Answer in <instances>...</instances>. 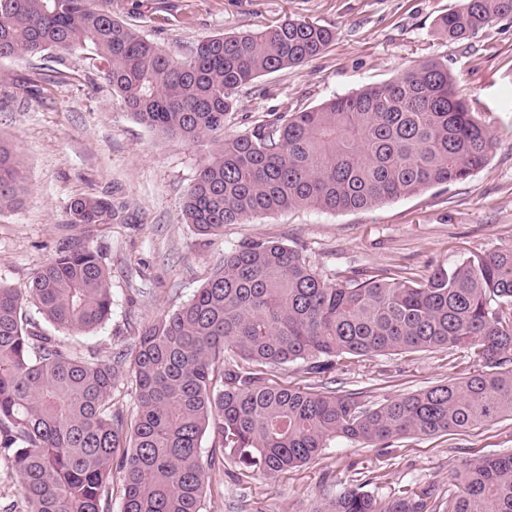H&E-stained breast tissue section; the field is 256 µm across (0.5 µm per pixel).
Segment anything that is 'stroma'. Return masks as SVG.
I'll return each mask as SVG.
<instances>
[{"label": "stroma", "instance_id": "obj_1", "mask_svg": "<svg viewBox=\"0 0 512 512\" xmlns=\"http://www.w3.org/2000/svg\"><path fill=\"white\" fill-rule=\"evenodd\" d=\"M99 8L174 54L185 56L218 33H245L292 18L334 30L336 38L302 65L240 88L225 123L231 136L260 121L395 79L428 58L454 74L460 94L477 100L494 138L486 166L466 180L431 187L374 209L299 208L228 224L198 238L182 216L205 149L136 121L80 51L0 58V142L23 160L24 190L0 208V284L25 287L68 240L100 251L111 272L112 314L100 328L64 336L65 344L105 357L130 345L158 317L187 302L218 269L225 251L263 238L298 250L322 276L404 265L414 276L512 244V14L453 42L437 17L461 0H96ZM104 197L110 223L70 226L73 199ZM303 361L276 370L278 381L336 392L355 390L370 405L457 375L445 350L369 355L343 369L306 377ZM211 462L203 512H320L344 488L378 498L401 489L434 497L470 462L512 453V419L439 435H409L390 447L328 441L313 463L273 476Z\"/></svg>", "mask_w": 512, "mask_h": 512}]
</instances>
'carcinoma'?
Wrapping results in <instances>:
<instances>
[{
	"instance_id": "cac0c4a2",
	"label": "carcinoma",
	"mask_w": 512,
	"mask_h": 512,
	"mask_svg": "<svg viewBox=\"0 0 512 512\" xmlns=\"http://www.w3.org/2000/svg\"><path fill=\"white\" fill-rule=\"evenodd\" d=\"M507 14L512 0H462L436 26L461 41ZM334 39L325 26L288 20L209 37L178 58L95 0H0V58L80 50L106 63V80L141 124L207 148L183 205L185 223L207 239L291 209L375 207L485 166L490 130L434 59L225 135L239 88L305 63ZM21 166L0 142V206L18 200ZM69 216L107 224L112 204L77 198ZM28 302L61 333L104 324L112 292L102 254L75 239L26 288L0 285V461L18 478L26 512H109L115 468L122 512H201L206 435L222 456L274 475L313 462L331 439L388 444L512 417V245L422 280L402 266L329 279L283 243L245 240L187 303L106 358L39 331ZM429 349L462 351L468 366L375 407L357 392L270 378L297 360L321 375L354 357ZM128 378L136 401L126 414L112 389ZM457 481L433 502L424 489L380 500L350 487L326 512H512V454L469 464Z\"/></svg>"
}]
</instances>
